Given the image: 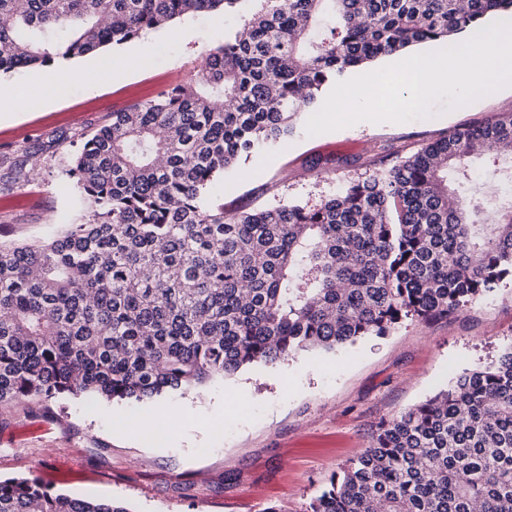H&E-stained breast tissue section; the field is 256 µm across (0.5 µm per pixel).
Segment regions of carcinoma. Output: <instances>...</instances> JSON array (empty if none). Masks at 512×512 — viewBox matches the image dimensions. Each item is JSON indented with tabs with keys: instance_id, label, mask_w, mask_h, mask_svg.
Here are the masks:
<instances>
[{
	"instance_id": "obj_1",
	"label": "carcinoma",
	"mask_w": 512,
	"mask_h": 512,
	"mask_svg": "<svg viewBox=\"0 0 512 512\" xmlns=\"http://www.w3.org/2000/svg\"><path fill=\"white\" fill-rule=\"evenodd\" d=\"M249 0H0V74L50 68ZM196 77L106 115L66 175L79 222L0 243V404L157 400L300 352L453 317L512 280V114L456 130L320 203L230 211L224 175L288 143L333 83L481 29L512 0H257ZM0 512H130L0 480ZM306 512H512V345L382 421Z\"/></svg>"
}]
</instances>
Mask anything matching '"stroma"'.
Returning a JSON list of instances; mask_svg holds the SVG:
<instances>
[{"label": "stroma", "mask_w": 512, "mask_h": 512, "mask_svg": "<svg viewBox=\"0 0 512 512\" xmlns=\"http://www.w3.org/2000/svg\"><path fill=\"white\" fill-rule=\"evenodd\" d=\"M243 12H200L120 46L0 76V100L25 91L0 118V242L48 240L79 215L62 177L89 133L120 111L195 74ZM148 64H141V55ZM430 119L355 124L251 159L212 196L236 207L314 204L381 173L457 128L512 113V87ZM40 158L31 171V158ZM512 345V282L459 317L407 320L390 335L330 352L299 353L240 370L162 401L91 404L82 398L0 405V476H33L54 491L124 502L130 512H305L325 479L367 447L377 425ZM146 413L179 421L163 441L113 428Z\"/></svg>", "instance_id": "stroma-1"}]
</instances>
